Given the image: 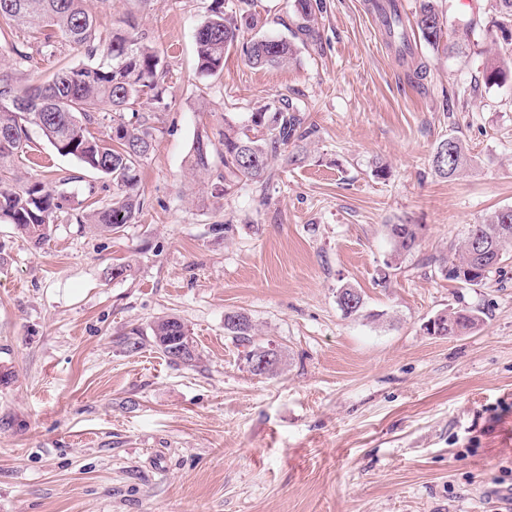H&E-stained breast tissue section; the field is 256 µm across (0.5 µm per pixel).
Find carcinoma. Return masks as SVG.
I'll return each instance as SVG.
<instances>
[{"label":"carcinoma","instance_id":"1","mask_svg":"<svg viewBox=\"0 0 512 512\" xmlns=\"http://www.w3.org/2000/svg\"><path fill=\"white\" fill-rule=\"evenodd\" d=\"M226 0H212L209 15L195 35L197 70L217 76L224 70V54L242 45L248 63L255 68L289 63L296 45L286 39L244 34L259 25L256 14L224 7ZM388 44L398 58L413 56L411 33L439 47L445 29L455 32L448 43V55L459 56L463 47L475 40L478 23L473 19L448 18L438 0H421L414 23L405 24L397 0H371ZM317 0H293L300 18L297 36L307 41L315 36ZM18 33L39 39L37 52L52 56L61 43L84 53L88 63L62 67L45 79L22 85L9 74L0 75V217L36 244L50 235L52 224L69 205V196L60 186L19 175L18 162L27 155L29 136L25 123L40 128L54 149L73 157L85 167L112 181V198L89 208L84 219L102 234L118 232L133 223L142 210L138 197L139 170L153 149V131L138 115L136 106L147 99L166 107L161 79L164 64L152 47L124 30L100 31L96 17L84 7V0H0V36ZM512 70V56H495L485 64V81L497 83ZM131 118H126V113ZM96 128H105L98 137ZM303 113L290 99L279 98L251 113L250 124L237 126L224 120V127L196 138L187 157L193 174H216L213 190L227 195L242 183L265 190L273 162L281 157L290 164L306 158V140L313 135ZM293 152L286 153L288 146ZM473 159L460 139L441 140L431 165L444 178L458 176ZM392 250L386 266H397L401 258L420 246L416 224H388ZM512 257V208L499 209L480 224H471L457 249V257L441 266L448 279L470 285L483 282L492 270ZM336 303L344 314L358 315L363 309L362 294L351 286L336 290ZM435 336L460 335L482 322L479 312L450 308L432 319ZM224 332L249 347L245 360L261 347L255 342L256 327L243 312L224 316ZM153 345L173 364L190 365L198 359L195 340L185 324L175 316H161L150 326Z\"/></svg>","mask_w":512,"mask_h":512}]
</instances>
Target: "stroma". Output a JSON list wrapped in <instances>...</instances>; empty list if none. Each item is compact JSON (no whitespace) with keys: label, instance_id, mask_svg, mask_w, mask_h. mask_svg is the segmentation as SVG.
<instances>
[{"label":"stroma","instance_id":"35a3bbf8","mask_svg":"<svg viewBox=\"0 0 512 512\" xmlns=\"http://www.w3.org/2000/svg\"><path fill=\"white\" fill-rule=\"evenodd\" d=\"M210 2L86 0L161 53L167 107H138L154 142L134 223L100 235L68 211L41 245L0 223V512H512V259L479 285L439 267L512 207V74L483 78L512 25L493 0H450L480 24L469 57L421 41L402 62L368 0H322L290 64L233 49L211 77L195 57ZM248 4L262 35L291 38L292 0ZM280 97L314 128L302 163L225 197L189 175L197 135ZM28 131L26 176L65 181L75 205L111 198L109 178ZM450 136L475 163L448 180L430 158ZM389 224L421 227L397 268ZM344 284L360 316L337 306ZM452 307L483 321L427 334ZM232 311L281 349L276 375L249 372ZM164 315L190 329L196 366L123 346ZM336 303L348 316L359 315L364 305L362 294L348 285L337 288Z\"/></svg>","mask_w":512,"mask_h":512}]
</instances>
